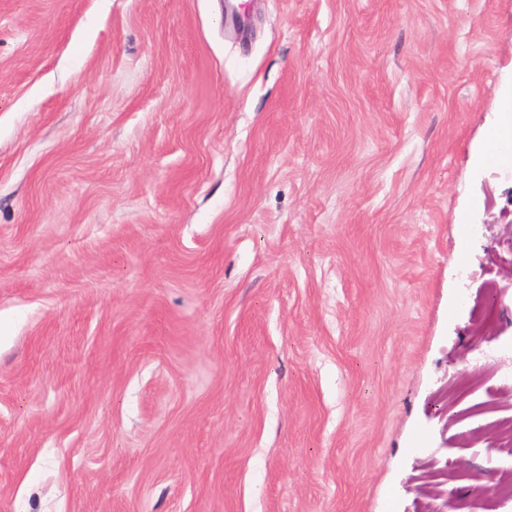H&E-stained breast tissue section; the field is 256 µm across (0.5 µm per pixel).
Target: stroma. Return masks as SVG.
Masks as SVG:
<instances>
[{
  "instance_id": "stroma-1",
  "label": "stroma",
  "mask_w": 512,
  "mask_h": 512,
  "mask_svg": "<svg viewBox=\"0 0 512 512\" xmlns=\"http://www.w3.org/2000/svg\"><path fill=\"white\" fill-rule=\"evenodd\" d=\"M235 5L0 0V512H512V0ZM499 123L491 130L483 155L485 162L512 160V93L499 103Z\"/></svg>"
}]
</instances>
